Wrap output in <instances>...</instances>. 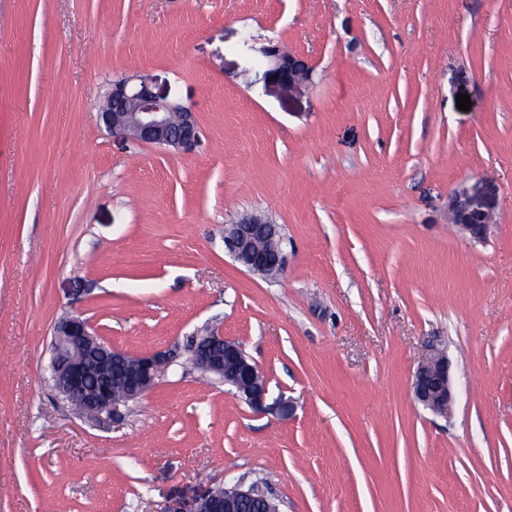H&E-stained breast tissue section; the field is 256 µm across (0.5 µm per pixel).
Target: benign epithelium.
Returning a JSON list of instances; mask_svg holds the SVG:
<instances>
[{
    "label": "benign epithelium",
    "instance_id": "1",
    "mask_svg": "<svg viewBox=\"0 0 512 512\" xmlns=\"http://www.w3.org/2000/svg\"><path fill=\"white\" fill-rule=\"evenodd\" d=\"M268 84L284 89H299L308 80L309 72L297 67L292 59L272 47L265 51ZM126 77L112 84L107 103L97 115L98 123L115 134L141 144L164 149L185 151L199 138V126L191 108L154 93L145 80L132 84ZM453 224L470 239L481 242L490 232V215L474 205L466 190L457 189L449 198ZM224 248L245 270L269 276L274 269L286 265L283 237L278 225L261 216L243 217L229 225L224 233ZM103 345L88 321L80 316L61 319L53 329L51 382L56 393L66 401L83 395L86 356ZM194 368L220 381L253 410L277 411L288 414L291 404L279 399L267 403V381L241 345L233 339L209 332L195 339L186 349ZM112 362L129 369L132 385L125 396L112 398V389L101 386L89 400L90 415L86 419L98 423H113L122 418L121 407L144 397L156 379L176 362L177 354L158 351L129 358L120 350H111ZM411 389L414 399L432 413L446 416L455 401L451 361L446 349L437 343L427 346L414 373ZM264 499L258 484L248 486L239 481L231 486L217 487L202 496L195 512H238L243 502Z\"/></svg>",
    "mask_w": 512,
    "mask_h": 512
}]
</instances>
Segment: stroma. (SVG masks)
Returning <instances> with one entry per match:
<instances>
[{
	"mask_svg": "<svg viewBox=\"0 0 512 512\" xmlns=\"http://www.w3.org/2000/svg\"><path fill=\"white\" fill-rule=\"evenodd\" d=\"M271 44L307 87L265 90ZM130 75L193 108V149L99 126ZM461 186L485 242L448 220ZM253 213L278 278L224 250ZM71 315L135 355L218 329L294 412L175 366L81 421L50 383ZM432 340L448 419L411 393ZM239 481L280 512H512V0H0V512H191Z\"/></svg>",
	"mask_w": 512,
	"mask_h": 512,
	"instance_id": "1",
	"label": "stroma"
}]
</instances>
